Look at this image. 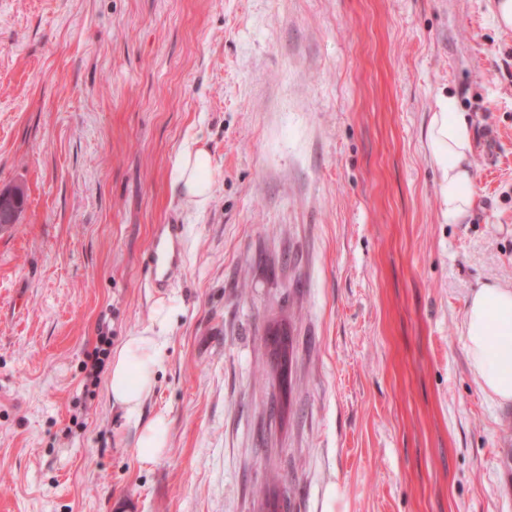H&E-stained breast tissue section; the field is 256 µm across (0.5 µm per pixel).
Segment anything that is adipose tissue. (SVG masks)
<instances>
[{"label":"adipose tissue","mask_w":512,"mask_h":512,"mask_svg":"<svg viewBox=\"0 0 512 512\" xmlns=\"http://www.w3.org/2000/svg\"><path fill=\"white\" fill-rule=\"evenodd\" d=\"M427 146L440 179L442 214L449 223H462L474 203L475 174L470 164L472 133L456 101L440 96L427 130ZM176 181L189 201L204 203L211 190V160L201 148H184L175 164ZM176 310L157 305L152 313L154 331L126 336L112 354L107 397L136 429L141 462L161 458L170 438L164 414L142 419L152 395L158 369L166 355L165 336ZM464 348L469 366L482 392L490 399L512 402V287L487 283L474 290L466 306Z\"/></svg>","instance_id":"1"}]
</instances>
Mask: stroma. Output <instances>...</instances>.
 <instances>
[{
  "label": "stroma",
  "mask_w": 512,
  "mask_h": 512,
  "mask_svg": "<svg viewBox=\"0 0 512 512\" xmlns=\"http://www.w3.org/2000/svg\"><path fill=\"white\" fill-rule=\"evenodd\" d=\"M495 0H0V512H512V402L480 390L470 294L512 285V29ZM471 125L441 214L426 129ZM205 148L201 206L174 179ZM185 228L163 292L138 261ZM179 309L141 464L105 379ZM284 334L287 376L272 362ZM280 475L270 485L269 473ZM462 113L453 97L441 95L427 130L430 157L440 175L442 214L448 224L462 223L474 203L472 133Z\"/></svg>",
  "instance_id": "35a3bbf8"
}]
</instances>
